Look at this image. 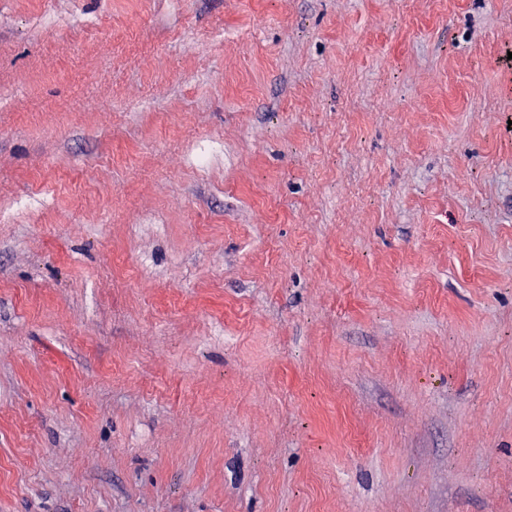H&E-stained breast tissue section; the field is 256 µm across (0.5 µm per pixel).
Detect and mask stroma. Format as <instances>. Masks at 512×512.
Returning a JSON list of instances; mask_svg holds the SVG:
<instances>
[{
    "label": "stroma",
    "instance_id": "35a3bbf8",
    "mask_svg": "<svg viewBox=\"0 0 512 512\" xmlns=\"http://www.w3.org/2000/svg\"><path fill=\"white\" fill-rule=\"evenodd\" d=\"M512 0H0V512H512Z\"/></svg>",
    "mask_w": 512,
    "mask_h": 512
}]
</instances>
